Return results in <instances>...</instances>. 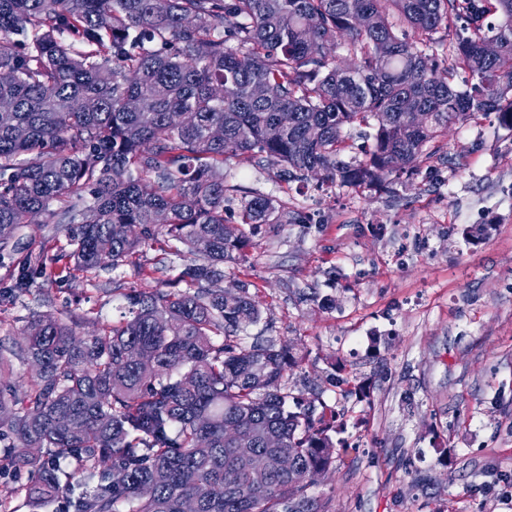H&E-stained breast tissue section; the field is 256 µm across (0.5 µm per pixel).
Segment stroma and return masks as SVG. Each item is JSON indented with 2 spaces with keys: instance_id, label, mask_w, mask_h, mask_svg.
I'll use <instances>...</instances> for the list:
<instances>
[{
  "instance_id": "stroma-1",
  "label": "stroma",
  "mask_w": 512,
  "mask_h": 512,
  "mask_svg": "<svg viewBox=\"0 0 512 512\" xmlns=\"http://www.w3.org/2000/svg\"><path fill=\"white\" fill-rule=\"evenodd\" d=\"M224 171L242 195L298 215L251 230L224 283L247 284L262 310L240 341L290 347L296 395L345 421L353 451L313 488L329 512H512V130L491 117L451 128L388 191L284 189L237 157ZM155 255L92 283L48 267L0 311V345L44 290L117 318L120 289L164 287L189 261L171 254L158 269Z\"/></svg>"
}]
</instances>
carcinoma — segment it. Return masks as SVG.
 Segmentation results:
<instances>
[{"label":"carcinoma","instance_id":"obj_1","mask_svg":"<svg viewBox=\"0 0 512 512\" xmlns=\"http://www.w3.org/2000/svg\"><path fill=\"white\" fill-rule=\"evenodd\" d=\"M1 72L0 251L40 213L62 225V272L136 266L160 242L198 262L124 293L116 322L29 315L0 348V475L27 473L34 512L62 496L68 512H328L309 478L349 453L340 414L293 394L290 348L238 341L262 315L245 285L212 287L246 227L280 219L256 194L224 220V162L378 189L452 126L512 129V0H0ZM351 125L371 144L346 161ZM46 270L42 252L17 258L0 306ZM16 361L41 371L20 386Z\"/></svg>","mask_w":512,"mask_h":512}]
</instances>
